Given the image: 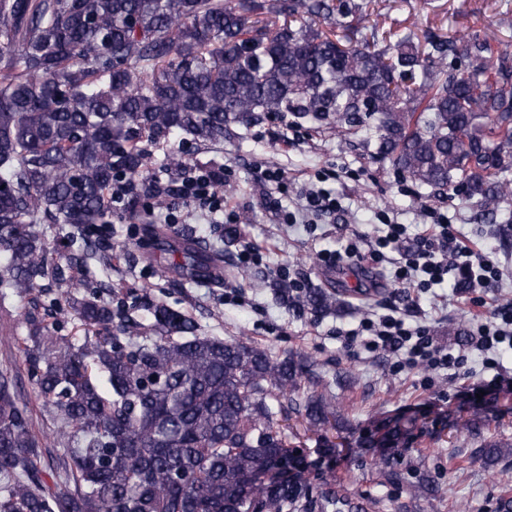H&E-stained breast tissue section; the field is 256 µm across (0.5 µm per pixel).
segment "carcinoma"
Listing matches in <instances>:
<instances>
[{
    "instance_id": "carcinoma-1",
    "label": "carcinoma",
    "mask_w": 512,
    "mask_h": 512,
    "mask_svg": "<svg viewBox=\"0 0 512 512\" xmlns=\"http://www.w3.org/2000/svg\"><path fill=\"white\" fill-rule=\"evenodd\" d=\"M348 0H0V288L31 297L24 362L66 452L42 476L41 443L0 372V512H368L314 487L281 416L326 427L329 384L290 355L201 332L162 301L130 318L70 301L80 335L50 332L32 298L62 275L48 234L104 223L112 183L146 185L182 135L216 145L231 126L301 118L378 134L416 183L448 188L497 223L512 196V53L409 33L354 45ZM165 270L224 283V253L189 240ZM313 288L301 310L328 311ZM321 392L300 397L302 379ZM414 421L381 423L402 448Z\"/></svg>"
}]
</instances>
